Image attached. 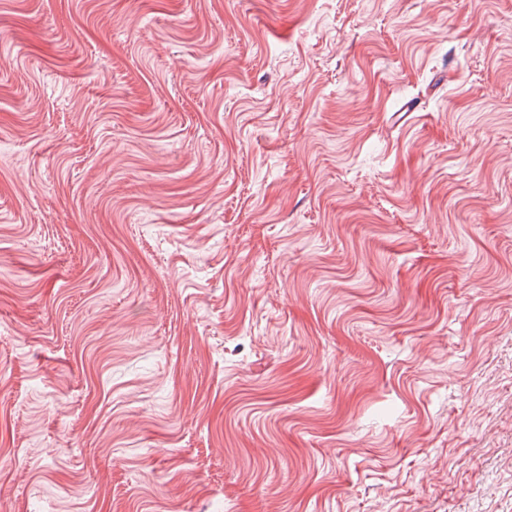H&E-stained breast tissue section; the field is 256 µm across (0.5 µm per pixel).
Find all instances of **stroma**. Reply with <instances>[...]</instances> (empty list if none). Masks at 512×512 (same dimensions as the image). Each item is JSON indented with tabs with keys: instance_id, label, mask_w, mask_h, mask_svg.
Returning <instances> with one entry per match:
<instances>
[{
	"instance_id": "stroma-1",
	"label": "stroma",
	"mask_w": 512,
	"mask_h": 512,
	"mask_svg": "<svg viewBox=\"0 0 512 512\" xmlns=\"http://www.w3.org/2000/svg\"><path fill=\"white\" fill-rule=\"evenodd\" d=\"M512 512V0H0V512Z\"/></svg>"
}]
</instances>
